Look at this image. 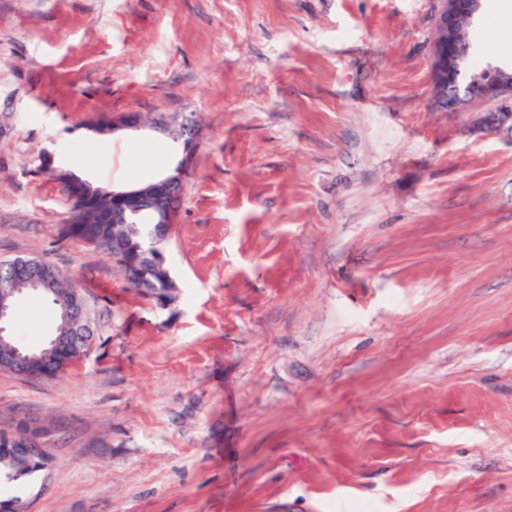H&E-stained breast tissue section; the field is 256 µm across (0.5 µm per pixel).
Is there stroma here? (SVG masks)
Masks as SVG:
<instances>
[{"label":"stroma","mask_w":512,"mask_h":512,"mask_svg":"<svg viewBox=\"0 0 512 512\" xmlns=\"http://www.w3.org/2000/svg\"><path fill=\"white\" fill-rule=\"evenodd\" d=\"M500 0L468 39L512 65ZM435 0H0V262L56 266L88 355L0 370V430L52 460L24 512H512V118L432 101ZM195 113L159 306L65 235L57 172L108 187ZM21 297L9 333L44 343Z\"/></svg>","instance_id":"obj_1"}]
</instances>
